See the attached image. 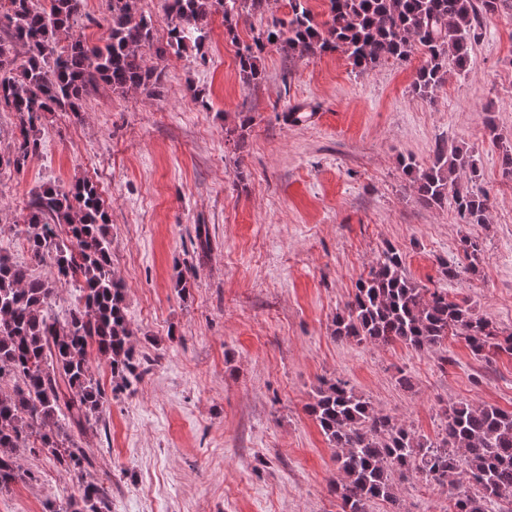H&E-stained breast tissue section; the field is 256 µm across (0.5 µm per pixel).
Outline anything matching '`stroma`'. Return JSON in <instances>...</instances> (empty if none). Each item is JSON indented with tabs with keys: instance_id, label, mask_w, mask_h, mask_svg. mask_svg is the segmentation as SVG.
Returning a JSON list of instances; mask_svg holds the SVG:
<instances>
[{
	"instance_id": "35a3bbf8",
	"label": "stroma",
	"mask_w": 512,
	"mask_h": 512,
	"mask_svg": "<svg viewBox=\"0 0 512 512\" xmlns=\"http://www.w3.org/2000/svg\"><path fill=\"white\" fill-rule=\"evenodd\" d=\"M421 54L366 73L339 53L261 58L243 83L215 18L200 50L159 60L158 92L98 86L81 112H48L22 169L0 168V250L20 262V217L46 185L97 184L111 216L112 270L143 369L113 391L80 440L89 481L112 479V512H339L334 450L309 414L323 382L348 381L374 410L424 439L449 404L512 411V355L485 360L460 338L433 351L337 339L334 321L387 247L409 277L444 288L512 332V7L482 16L467 75L427 98ZM494 130H487L486 113ZM475 151L487 221L418 202L399 160L436 145ZM481 245L467 270L462 237ZM459 269L448 278L447 266ZM188 290L178 294L176 279ZM0 512H63L78 493L42 452ZM403 512H448L450 488L395 482Z\"/></svg>"
}]
</instances>
